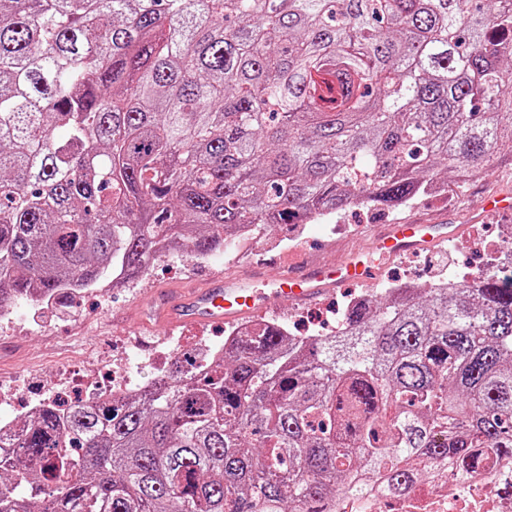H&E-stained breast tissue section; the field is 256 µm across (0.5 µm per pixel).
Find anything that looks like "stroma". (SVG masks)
<instances>
[{
  "mask_svg": "<svg viewBox=\"0 0 512 512\" xmlns=\"http://www.w3.org/2000/svg\"><path fill=\"white\" fill-rule=\"evenodd\" d=\"M512 194V162L495 166L489 175L452 187L446 199L423 195L398 209L347 210L315 220L295 231H261L252 252L236 259L200 258L184 252L155 261L148 273L126 287L109 292L86 290L65 304L36 306L30 302L11 305L0 312V380L25 390L70 397L69 367L85 366L90 373L111 377L126 365L129 345L154 347L167 352L172 343L186 348L187 356L202 352V338L216 339L224 330L211 326H176L154 332L161 316L166 290L204 287L218 275L240 278L261 277L270 281L281 267L339 259L366 247L374 230L383 224L409 222L430 224L449 221L458 224V236L393 260L376 277V285L401 281L426 288L446 279L448 273L464 275L485 266L488 253L466 247L478 224L487 193ZM336 231H329V224ZM350 288H338L321 302L295 305L281 300L271 319L293 325L298 333L309 329L332 335V325L321 314L343 306Z\"/></svg>",
  "mask_w": 512,
  "mask_h": 512,
  "instance_id": "35a3bbf8",
  "label": "stroma"
}]
</instances>
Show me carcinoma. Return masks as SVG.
<instances>
[{"instance_id": "carcinoma-1", "label": "carcinoma", "mask_w": 512, "mask_h": 512, "mask_svg": "<svg viewBox=\"0 0 512 512\" xmlns=\"http://www.w3.org/2000/svg\"><path fill=\"white\" fill-rule=\"evenodd\" d=\"M0 0V309L396 209L512 156V0ZM0 512H329L512 448V268L261 320L213 374L25 419Z\"/></svg>"}]
</instances>
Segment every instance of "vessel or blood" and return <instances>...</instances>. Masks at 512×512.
Instances as JSON below:
<instances>
[{
    "label": "vessel or blood",
    "instance_id": "b4317fda",
    "mask_svg": "<svg viewBox=\"0 0 512 512\" xmlns=\"http://www.w3.org/2000/svg\"><path fill=\"white\" fill-rule=\"evenodd\" d=\"M454 224H392L380 234L372 249L356 250L340 262L284 269L272 283L216 277L164 304L161 326L241 322L274 309L281 296L312 303L337 285L368 279L385 260L419 251L431 243L453 239Z\"/></svg>",
    "mask_w": 512,
    "mask_h": 512
}]
</instances>
